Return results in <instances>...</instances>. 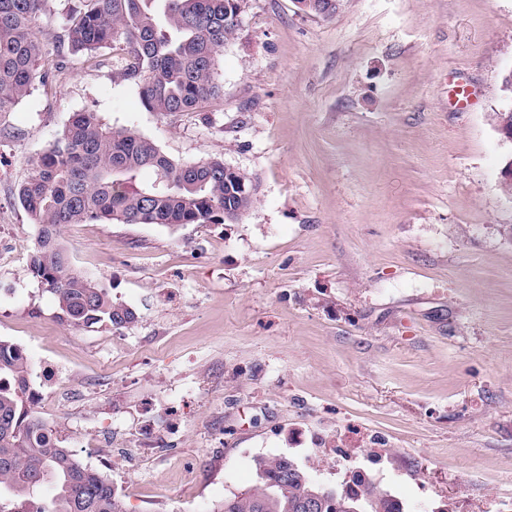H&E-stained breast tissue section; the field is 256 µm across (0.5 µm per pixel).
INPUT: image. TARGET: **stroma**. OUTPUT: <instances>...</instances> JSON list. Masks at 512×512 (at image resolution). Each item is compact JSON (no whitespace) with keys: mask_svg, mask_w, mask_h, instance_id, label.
<instances>
[{"mask_svg":"<svg viewBox=\"0 0 512 512\" xmlns=\"http://www.w3.org/2000/svg\"><path fill=\"white\" fill-rule=\"evenodd\" d=\"M509 67L512 0H246L201 111L73 57L0 119V338L65 388L40 414L127 512H215L282 455L329 489L374 473L404 512H512ZM88 109L257 181L236 222L62 229L135 310L120 330L60 321L15 194Z\"/></svg>","mask_w":512,"mask_h":512,"instance_id":"1","label":"stroma"}]
</instances>
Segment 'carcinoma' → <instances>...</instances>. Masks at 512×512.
Returning a JSON list of instances; mask_svg holds the SVG:
<instances>
[{
  "label": "carcinoma",
  "mask_w": 512,
  "mask_h": 512,
  "mask_svg": "<svg viewBox=\"0 0 512 512\" xmlns=\"http://www.w3.org/2000/svg\"><path fill=\"white\" fill-rule=\"evenodd\" d=\"M55 0H0V114L12 112L35 83L47 84L68 57L105 64L114 79L134 82L145 110L195 112L219 98V52L236 34L244 0H79L64 17L58 54L48 58L38 36ZM256 180L224 173L219 157L182 164L131 127L108 128L98 113H74L55 142L32 163L16 198L38 228L32 275L55 295L59 318L72 327L119 330L136 319L108 291L73 271L59 242L68 224H223L254 206L244 192ZM259 484L224 501L217 512H403L374 482L362 493L322 487L293 460H256ZM53 492L46 507L41 491ZM0 512H126L104 475L59 444L36 411L29 363L0 340Z\"/></svg>",
  "instance_id": "obj_1"
}]
</instances>
